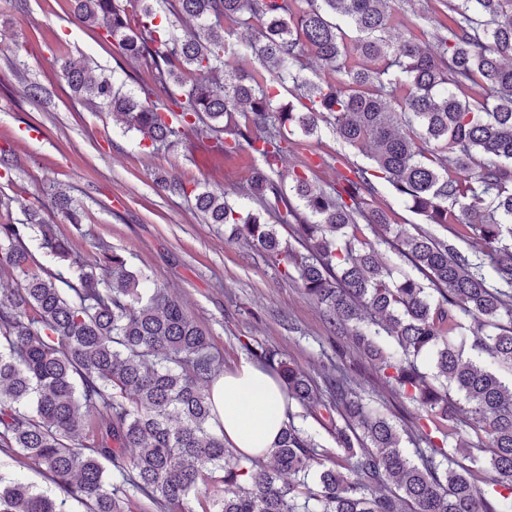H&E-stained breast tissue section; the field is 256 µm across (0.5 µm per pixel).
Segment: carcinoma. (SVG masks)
Segmentation results:
<instances>
[{"instance_id": "obj_1", "label": "carcinoma", "mask_w": 512, "mask_h": 512, "mask_svg": "<svg viewBox=\"0 0 512 512\" xmlns=\"http://www.w3.org/2000/svg\"><path fill=\"white\" fill-rule=\"evenodd\" d=\"M165 2L196 26L178 36L155 24L150 0H71L78 22L147 75L123 93L64 52L65 83L156 150L203 127L224 153L257 154L246 187L255 212L177 178L159 187L192 195L206 223L233 225L296 274L429 429L405 439L342 368L321 388L263 350L254 356L288 406L328 418L336 447L291 415L266 458L229 447L211 398L221 362L209 334L121 254H74L40 208L54 204L76 228L84 210L52 188L27 222L0 224V272L17 279L0 288V451L33 460L86 512H127L132 492L166 512H193L192 498L201 512H502L512 503V383L498 373L512 372V0H446L447 20L423 18L428 43L397 16V0ZM312 57L315 80L305 74ZM279 86L294 101H279ZM322 123L370 149L368 165L325 187L307 162L281 170L297 146L290 135ZM380 183L444 234L390 223L372 206ZM31 231L65 271L40 266L24 244ZM470 235L483 243L471 254L455 244ZM382 244L412 271L384 263ZM0 512L61 503L0 474Z\"/></svg>"}]
</instances>
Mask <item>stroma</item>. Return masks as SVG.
<instances>
[{"mask_svg":"<svg viewBox=\"0 0 512 512\" xmlns=\"http://www.w3.org/2000/svg\"><path fill=\"white\" fill-rule=\"evenodd\" d=\"M61 46L128 90L143 73L115 42L76 24L69 0H0V151L14 162L10 177L0 178V197L11 201L10 221L25 222L26 205L43 189L66 190L84 207L81 228L52 206L42 211L46 223L73 242L78 256L89 260L109 248L150 283L168 288L209 333L225 370L261 349L286 353L319 383L340 364L373 405L414 431L412 404L380 382L378 361L355 347L350 334L334 333L296 279L283 276L255 247L234 240L231 225L205 223L193 201L158 188L160 180L176 177L228 193L242 210H252L256 203L244 188L260 160L245 149L225 158L215 140L193 134L153 150L108 110L73 99L57 62ZM10 50L18 52L21 67L11 66ZM32 82L52 90V97H26L23 90ZM324 154L368 163L324 126L287 162H314L315 179L325 185L336 174L319 165Z\"/></svg>","mask_w":512,"mask_h":512,"instance_id":"stroma-1","label":"stroma"}]
</instances>
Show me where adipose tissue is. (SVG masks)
I'll return each mask as SVG.
<instances>
[{"label":"adipose tissue","instance_id":"1","mask_svg":"<svg viewBox=\"0 0 512 512\" xmlns=\"http://www.w3.org/2000/svg\"><path fill=\"white\" fill-rule=\"evenodd\" d=\"M211 395L225 441L241 453L261 455L279 437L286 420L285 396L261 366L241 362L214 381Z\"/></svg>","mask_w":512,"mask_h":512}]
</instances>
